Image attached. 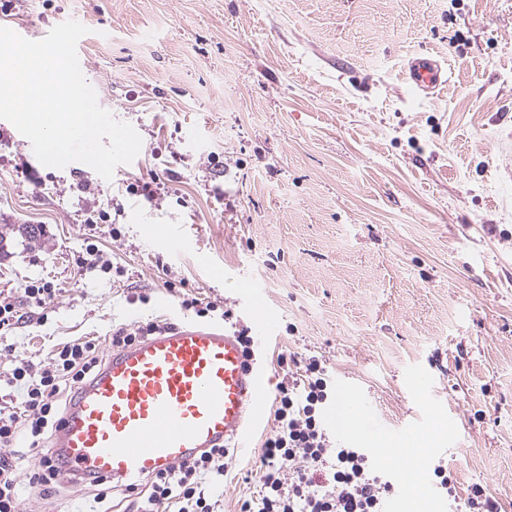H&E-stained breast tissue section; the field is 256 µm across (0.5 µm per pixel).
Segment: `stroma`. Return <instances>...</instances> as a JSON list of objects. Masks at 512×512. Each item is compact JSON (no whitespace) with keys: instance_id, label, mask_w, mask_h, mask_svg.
I'll list each match as a JSON object with an SVG mask.
<instances>
[{"instance_id":"obj_1","label":"stroma","mask_w":512,"mask_h":512,"mask_svg":"<svg viewBox=\"0 0 512 512\" xmlns=\"http://www.w3.org/2000/svg\"><path fill=\"white\" fill-rule=\"evenodd\" d=\"M70 19L90 29L99 105L142 146L108 181L44 166L0 119V291L55 290L46 321L0 346V372L77 339L111 354L118 327L196 321L185 298L219 305L206 324L249 325L254 283L274 319L256 351L267 391L281 352L352 382L385 425L367 446L398 472L396 512H449L439 460L458 512L470 498L512 512V0H0V26L36 40ZM421 52L449 71L430 95L402 80ZM153 177L154 198L126 193ZM90 245L107 272L87 269ZM273 427L205 483L219 512L253 496ZM33 464L17 471L24 512H88L90 487L40 492Z\"/></svg>"}]
</instances>
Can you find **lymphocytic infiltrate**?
I'll return each mask as SVG.
<instances>
[{"label": "lymphocytic infiltrate", "instance_id": "1", "mask_svg": "<svg viewBox=\"0 0 512 512\" xmlns=\"http://www.w3.org/2000/svg\"><path fill=\"white\" fill-rule=\"evenodd\" d=\"M53 296V288L39 279L26 284L22 298L0 293V336L22 321L20 304L39 309ZM102 362L99 346L91 340L60 345L45 365L16 359L6 379L10 400L0 404V512H22L17 460L5 456V449L26 446L37 459L32 481L55 487L61 469L44 451V440L65 412L68 391L92 377ZM277 362L284 377L272 404L275 426L263 443L256 471L259 491L242 502L240 512H386L401 482L393 471L375 464L368 450L336 442L325 420L333 394L323 360L309 357L296 371L287 356ZM234 456V449L216 448L153 476L137 512H158L169 503L177 505V512H215L202 483L223 482Z\"/></svg>", "mask_w": 512, "mask_h": 512}]
</instances>
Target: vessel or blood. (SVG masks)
Returning a JSON list of instances; mask_svg holds the SVG:
<instances>
[{
    "label": "vessel or blood",
    "mask_w": 512,
    "mask_h": 512,
    "mask_svg": "<svg viewBox=\"0 0 512 512\" xmlns=\"http://www.w3.org/2000/svg\"><path fill=\"white\" fill-rule=\"evenodd\" d=\"M404 82L431 92L448 72L426 54L407 63ZM270 402L261 368L236 332L193 322L113 351L83 384L51 441L67 475L112 479L131 491L219 445L242 448ZM328 421L346 439L381 432L371 404L344 382Z\"/></svg>",
    "instance_id": "b4317fda"
}]
</instances>
